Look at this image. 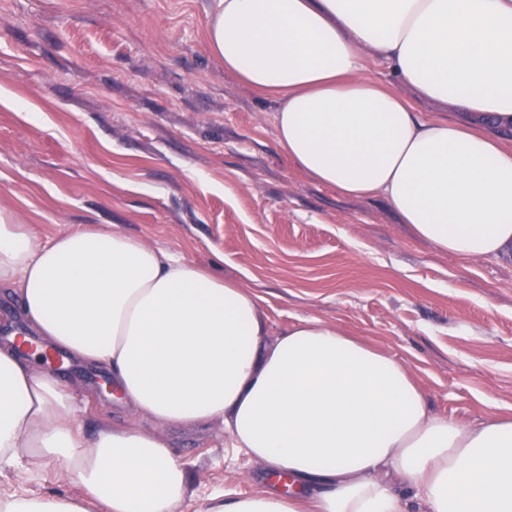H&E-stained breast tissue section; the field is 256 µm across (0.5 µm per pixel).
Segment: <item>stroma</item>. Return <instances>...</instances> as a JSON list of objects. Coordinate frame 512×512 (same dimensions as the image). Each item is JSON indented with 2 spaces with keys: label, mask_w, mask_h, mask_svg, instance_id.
Here are the masks:
<instances>
[{
  "label": "stroma",
  "mask_w": 512,
  "mask_h": 512,
  "mask_svg": "<svg viewBox=\"0 0 512 512\" xmlns=\"http://www.w3.org/2000/svg\"><path fill=\"white\" fill-rule=\"evenodd\" d=\"M217 0H0V209L39 240L116 229L239 281L271 332L319 318L402 360L431 408L463 423L512 414V261L462 265L381 197L348 198L279 145L275 97L225 72ZM86 435L125 423L186 465L181 512L251 494L262 468L221 424L170 428L103 395L105 370L61 355ZM82 496L63 466L23 457L0 496Z\"/></svg>",
  "instance_id": "1"
}]
</instances>
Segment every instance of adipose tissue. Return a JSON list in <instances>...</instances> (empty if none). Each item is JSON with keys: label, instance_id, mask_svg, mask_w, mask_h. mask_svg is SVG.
I'll use <instances>...</instances> for the list:
<instances>
[{"label": "adipose tissue", "instance_id": "ef3b65f1", "mask_svg": "<svg viewBox=\"0 0 512 512\" xmlns=\"http://www.w3.org/2000/svg\"><path fill=\"white\" fill-rule=\"evenodd\" d=\"M206 36L227 73L277 97L278 142L317 183L384 197L462 263L512 256V0H217ZM367 52L403 92L364 75ZM0 288L45 346L106 369L130 411L221 423L225 447L288 480L207 512H512V416L433 412L402 361L327 321L271 334L238 281L114 229L43 242L0 212ZM37 359L0 346V462L64 464L84 494L0 512H179L189 472L166 440L85 435Z\"/></svg>", "mask_w": 512, "mask_h": 512}]
</instances>
